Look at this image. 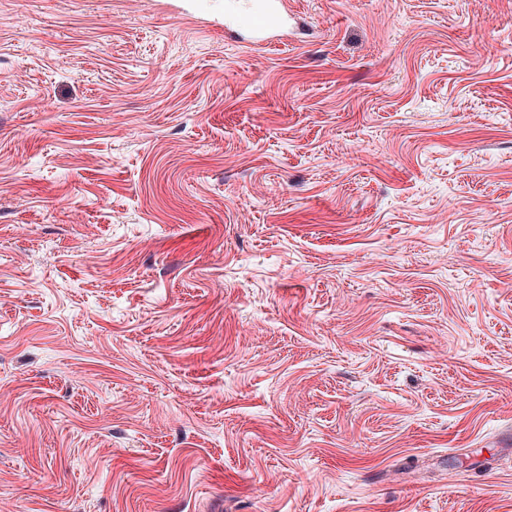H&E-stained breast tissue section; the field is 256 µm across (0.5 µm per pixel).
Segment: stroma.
I'll return each mask as SVG.
<instances>
[{
  "instance_id": "1",
  "label": "stroma",
  "mask_w": 512,
  "mask_h": 512,
  "mask_svg": "<svg viewBox=\"0 0 512 512\" xmlns=\"http://www.w3.org/2000/svg\"><path fill=\"white\" fill-rule=\"evenodd\" d=\"M290 5L0 0V512H512V0ZM294 20L288 0H265L259 13L236 19L234 25L239 42L266 47L287 41Z\"/></svg>"
}]
</instances>
